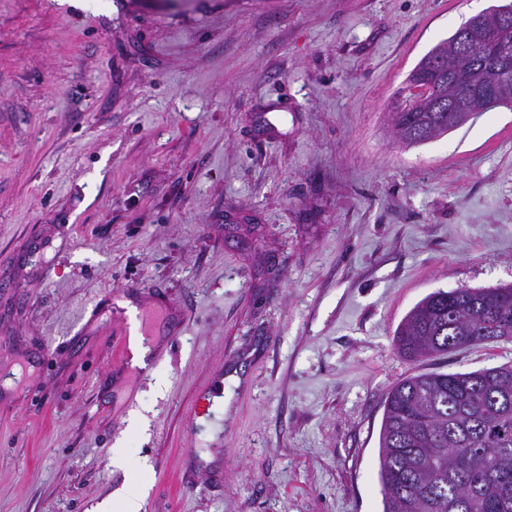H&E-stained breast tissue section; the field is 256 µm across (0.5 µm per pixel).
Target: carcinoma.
<instances>
[{"mask_svg":"<svg viewBox=\"0 0 512 512\" xmlns=\"http://www.w3.org/2000/svg\"><path fill=\"white\" fill-rule=\"evenodd\" d=\"M467 29L465 22L435 45L409 73L407 88L426 83L436 98L460 97L477 113L511 108L512 94L487 95L484 88L512 90V66L493 74L451 62L442 76L431 70V60L449 53ZM486 38L479 55H512V33L505 45L489 32ZM392 123L407 146L461 127L455 113L433 111L412 94ZM502 339L512 340V284L428 294L399 324L394 345L414 362ZM378 448L383 512H512V365L403 378L386 396Z\"/></svg>","mask_w":512,"mask_h":512,"instance_id":"cac0c4a2","label":"carcinoma"}]
</instances>
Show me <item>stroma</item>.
Wrapping results in <instances>:
<instances>
[{
  "label": "stroma",
  "instance_id": "stroma-1",
  "mask_svg": "<svg viewBox=\"0 0 512 512\" xmlns=\"http://www.w3.org/2000/svg\"><path fill=\"white\" fill-rule=\"evenodd\" d=\"M497 2L0 0V512L130 482L142 512H382L388 391L512 363L393 346L429 293L512 283V110L391 127ZM127 289L171 309L140 372Z\"/></svg>",
  "mask_w": 512,
  "mask_h": 512
}]
</instances>
